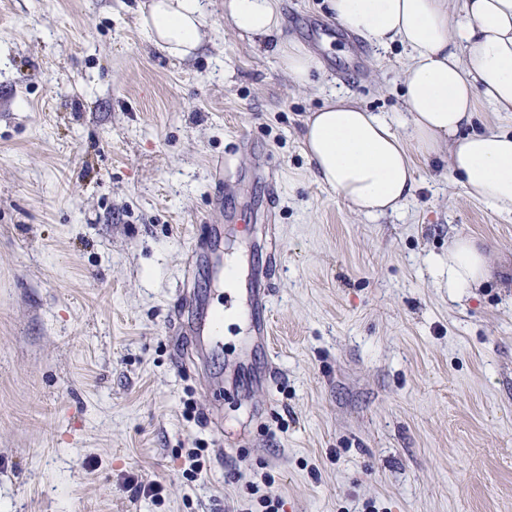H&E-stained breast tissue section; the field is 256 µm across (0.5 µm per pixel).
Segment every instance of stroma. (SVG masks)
Wrapping results in <instances>:
<instances>
[{
    "label": "stroma",
    "mask_w": 512,
    "mask_h": 512,
    "mask_svg": "<svg viewBox=\"0 0 512 512\" xmlns=\"http://www.w3.org/2000/svg\"><path fill=\"white\" fill-rule=\"evenodd\" d=\"M208 2L215 47L182 60L139 0H0V512H246L256 490L280 512H512V213L418 152L413 196L357 213L302 131L336 92L403 113V49L340 77L348 46L302 26L327 0H280L319 63L304 88ZM270 181L255 238L223 233L241 281L276 259L270 348L234 369V322L194 361L171 327L183 286H208L191 255ZM456 236L494 277L453 298Z\"/></svg>",
    "instance_id": "obj_1"
}]
</instances>
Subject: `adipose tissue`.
<instances>
[{"label": "adipose tissue", "instance_id": "obj_1", "mask_svg": "<svg viewBox=\"0 0 512 512\" xmlns=\"http://www.w3.org/2000/svg\"><path fill=\"white\" fill-rule=\"evenodd\" d=\"M328 0L336 21L375 50L401 45L409 118L398 129L348 96L335 95L306 120L303 151L317 179L363 215L396 211L415 190L405 147L448 154V173L466 198L512 213V130H471L478 103L512 112V0ZM207 0H148L150 42L188 59L204 41ZM226 14L243 38L271 41L297 85L307 86L317 60L284 38L279 0H227ZM492 265L474 240L448 246V292L458 296L490 279Z\"/></svg>", "mask_w": 512, "mask_h": 512}]
</instances>
